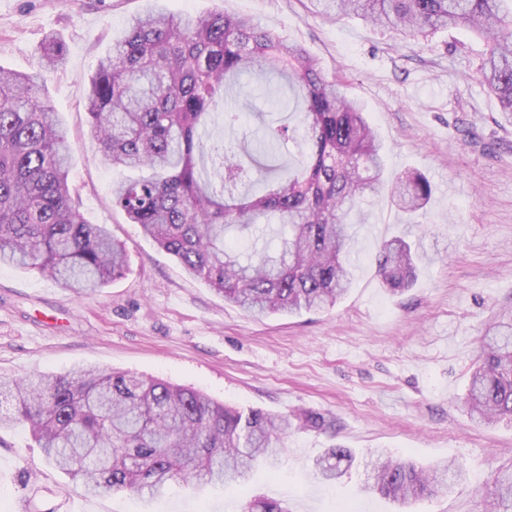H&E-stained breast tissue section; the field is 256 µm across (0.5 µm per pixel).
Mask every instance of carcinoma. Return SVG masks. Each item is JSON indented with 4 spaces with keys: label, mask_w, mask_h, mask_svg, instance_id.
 <instances>
[{
    "label": "carcinoma",
    "mask_w": 512,
    "mask_h": 512,
    "mask_svg": "<svg viewBox=\"0 0 512 512\" xmlns=\"http://www.w3.org/2000/svg\"><path fill=\"white\" fill-rule=\"evenodd\" d=\"M325 14L357 16L396 35L465 26L486 41L480 77L512 120V0H313ZM41 64H64L50 37ZM252 74L286 81L276 89L291 127L262 123L250 151L215 140L242 113L219 105ZM42 73L0 67V266L33 268L87 294L121 277L126 251L101 224H90L69 187L70 146L61 120L43 99ZM90 130L114 167L143 172L112 183V204L203 280L253 315L332 306L352 285L349 215L380 191L381 145L363 107L346 97L302 47L252 19L230 14L146 13L99 60L87 94ZM429 180L407 172L391 189L404 212L422 210ZM239 232L251 246L226 244ZM385 288L397 293L417 278L410 245L396 237L377 258ZM12 412L46 461L86 494L128 491L158 498L170 483H240L281 451L288 431H327L330 418L288 416L218 404L200 391L152 377L82 368L73 374L0 379ZM471 418L512 422V319L491 324L470 372L464 401ZM332 446L313 461L330 482L351 464ZM464 473L451 465L421 468L385 457L369 488L400 503L449 492ZM494 512H512V474L493 480ZM244 512H288L282 502L251 499Z\"/></svg>",
    "instance_id": "cac0c4a2"
}]
</instances>
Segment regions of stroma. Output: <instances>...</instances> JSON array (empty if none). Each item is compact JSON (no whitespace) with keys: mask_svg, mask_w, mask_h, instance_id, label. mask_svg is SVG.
<instances>
[{"mask_svg":"<svg viewBox=\"0 0 512 512\" xmlns=\"http://www.w3.org/2000/svg\"><path fill=\"white\" fill-rule=\"evenodd\" d=\"M227 13L301 45L360 103L384 148L390 185L411 170L433 194L409 217L389 192L366 197L353 283L335 306L256 317L225 301L110 202L120 172L90 132L88 83L131 15ZM67 48L46 75L71 148V188L92 224L124 242L125 274L77 295L37 270L0 267V377L81 367L154 377L215 402L275 414L320 413L335 430L296 432L244 487L172 484L161 499L85 495L49 466L22 427L0 429V512H240L254 496L289 512H403L366 490L377 455L428 467L453 462L465 481L404 512H492L488 488L512 471V426L476 423L462 407L486 326L512 309V122L479 81L482 42L465 27L395 35L311 0H0V66L30 72L49 36ZM395 236L425 257L404 292L384 288L376 258ZM356 460L333 484L312 471L331 445Z\"/></svg>","mask_w":512,"mask_h":512,"instance_id":"35a3bbf8","label":"stroma"}]
</instances>
